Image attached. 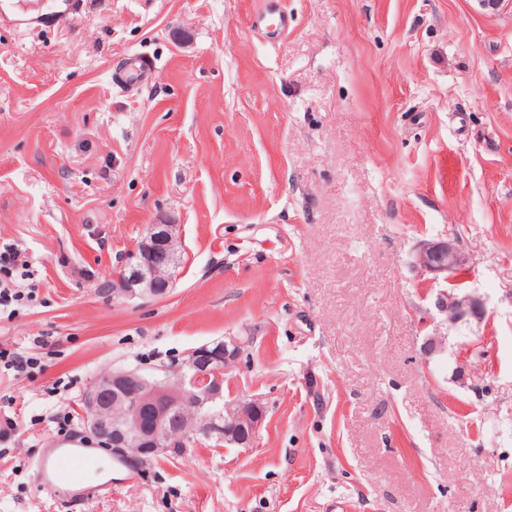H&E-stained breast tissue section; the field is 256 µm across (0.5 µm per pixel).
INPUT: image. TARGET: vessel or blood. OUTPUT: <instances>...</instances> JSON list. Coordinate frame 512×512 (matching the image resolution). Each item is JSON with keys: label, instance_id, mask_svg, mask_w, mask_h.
<instances>
[{"label": "vessel or blood", "instance_id": "b4317fda", "mask_svg": "<svg viewBox=\"0 0 512 512\" xmlns=\"http://www.w3.org/2000/svg\"><path fill=\"white\" fill-rule=\"evenodd\" d=\"M83 0H61V9L50 15L20 12L12 0H0V25L14 29L30 28L44 32L54 28L60 19L76 13ZM47 457L64 459V466H41L35 472L40 488L56 493L67 492L72 505L80 506L110 493V482L100 479V459L89 448H77L64 439L54 441L46 452Z\"/></svg>", "mask_w": 512, "mask_h": 512}]
</instances>
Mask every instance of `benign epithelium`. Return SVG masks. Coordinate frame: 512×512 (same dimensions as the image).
<instances>
[{"label":"benign epithelium","mask_w":512,"mask_h":512,"mask_svg":"<svg viewBox=\"0 0 512 512\" xmlns=\"http://www.w3.org/2000/svg\"><path fill=\"white\" fill-rule=\"evenodd\" d=\"M179 242V225L150 224L130 254L124 269L112 280V294L155 298L166 294L175 273L172 249ZM413 266L423 273L448 279L467 267V258L448 241L424 242L413 255ZM478 302L468 296L444 294L438 307L452 318ZM249 340L230 337L190 351L172 370L148 374L138 369L114 370L73 403L84 429L122 460L167 456L186 451L201 440L239 448L254 445L263 423V407L256 401H224V375ZM199 416L187 424L183 408ZM152 424L144 422L146 412Z\"/></svg>","instance_id":"7a95c632"}]
</instances>
